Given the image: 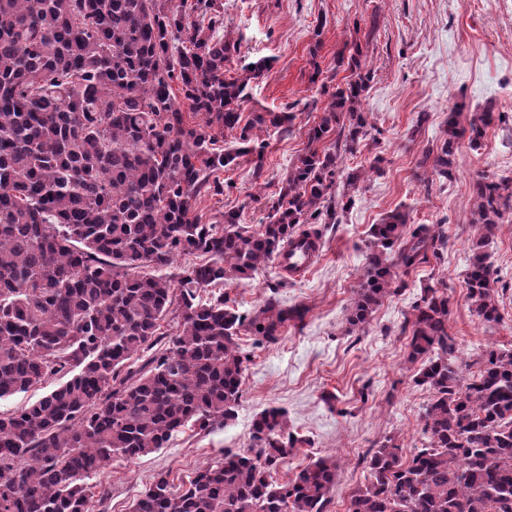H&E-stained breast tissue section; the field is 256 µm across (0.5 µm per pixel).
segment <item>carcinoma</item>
<instances>
[{"mask_svg":"<svg viewBox=\"0 0 512 512\" xmlns=\"http://www.w3.org/2000/svg\"><path fill=\"white\" fill-rule=\"evenodd\" d=\"M222 0H0V400L52 377L37 402L0 413V512H88L110 498L84 482L115 457L138 459L190 426L210 432L235 416L246 369L241 328L278 340L304 307L269 300L251 318L206 289L252 276L294 240L317 247L311 224H335L367 173L340 167L319 144L331 132L349 151L367 139L361 101L370 73L360 47L339 57L349 79L281 181L268 224L248 233L234 210L203 221V191L240 161L262 168L258 132L294 119H243L249 82L269 63L226 76L238 43L219 35ZM188 104L198 122L186 120ZM448 111L437 151L421 167L452 177L459 140L478 143L505 121L488 107L463 126ZM345 191L336 192L338 179ZM472 223H512V177L474 184ZM366 281L349 324L441 258L440 224L400 212L372 227ZM484 241L467 272L474 312L501 318ZM203 259L176 275L179 256ZM448 296L422 289L412 308L408 362L433 394L420 422L425 441L404 460L389 438L365 459L369 481L348 512H512V352L488 346L453 357ZM172 315L176 332L163 328ZM477 367L476 374L467 371ZM253 446L224 452L188 482L158 473L130 512H324L336 460L319 457L283 483L273 470L297 444L285 413L270 407L252 425Z\"/></svg>","mask_w":512,"mask_h":512,"instance_id":"cac0c4a2","label":"carcinoma"}]
</instances>
